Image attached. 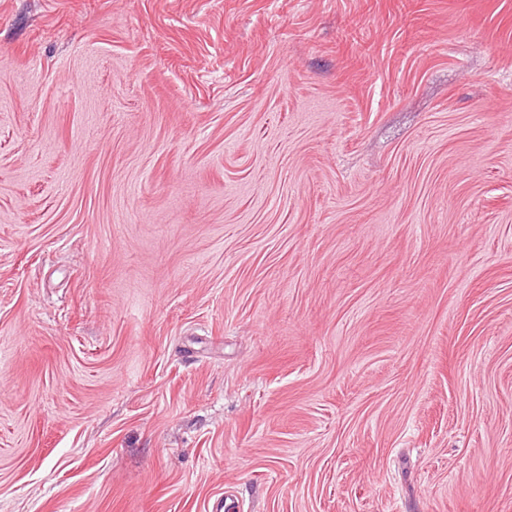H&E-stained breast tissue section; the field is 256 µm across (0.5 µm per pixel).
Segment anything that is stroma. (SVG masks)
Wrapping results in <instances>:
<instances>
[{
    "mask_svg": "<svg viewBox=\"0 0 512 512\" xmlns=\"http://www.w3.org/2000/svg\"><path fill=\"white\" fill-rule=\"evenodd\" d=\"M512 512V0H0V512Z\"/></svg>",
    "mask_w": 512,
    "mask_h": 512,
    "instance_id": "stroma-1",
    "label": "stroma"
}]
</instances>
